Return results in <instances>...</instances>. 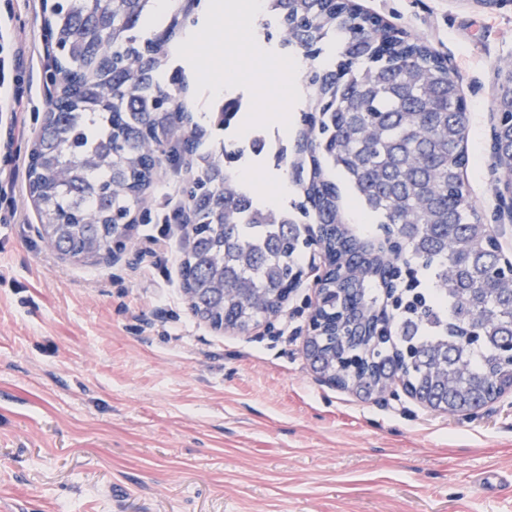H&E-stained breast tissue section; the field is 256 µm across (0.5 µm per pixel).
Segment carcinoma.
Here are the masks:
<instances>
[{
  "instance_id": "carcinoma-1",
  "label": "carcinoma",
  "mask_w": 512,
  "mask_h": 512,
  "mask_svg": "<svg viewBox=\"0 0 512 512\" xmlns=\"http://www.w3.org/2000/svg\"><path fill=\"white\" fill-rule=\"evenodd\" d=\"M153 0H57L45 19L52 43L48 103L28 164L27 189L47 235L75 261L112 248L152 183L147 159L188 151L195 169L182 209L195 224L183 287L203 313L222 312L248 328L302 249L298 216L323 224L321 242L340 261L351 310L342 341L381 363L414 391L453 409L512 381L503 337L512 325V277L496 273L482 218L463 179L467 111L461 75L440 56L351 10L348 0H265L280 47L311 61L310 95L284 160L302 201L292 210L260 206L203 141L169 85L176 83L178 21L147 31ZM512 109V82L497 93ZM228 100L204 114L228 127ZM491 163L512 174V124L499 130ZM360 210L378 218L365 237L347 217L336 178ZM412 283L387 318L386 293L403 271ZM332 347L323 369L352 386L375 374L344 373Z\"/></svg>"
}]
</instances>
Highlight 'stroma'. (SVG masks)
Wrapping results in <instances>:
<instances>
[{"label": "stroma", "instance_id": "35a3bbf8", "mask_svg": "<svg viewBox=\"0 0 512 512\" xmlns=\"http://www.w3.org/2000/svg\"><path fill=\"white\" fill-rule=\"evenodd\" d=\"M462 73L470 130L464 180L484 223L497 71L512 61V6L474 0H356ZM25 53L17 124L0 158L29 154L49 102V0H0ZM179 57L201 116L220 97L268 110L288 98L279 31L244 36L208 0L188 13ZM186 165L162 163L125 261L49 250L19 178L0 197V512H512V407L462 419L408 396L382 405L316 381L300 331L302 288L275 330L222 331L182 288Z\"/></svg>", "mask_w": 512, "mask_h": 512}]
</instances>
